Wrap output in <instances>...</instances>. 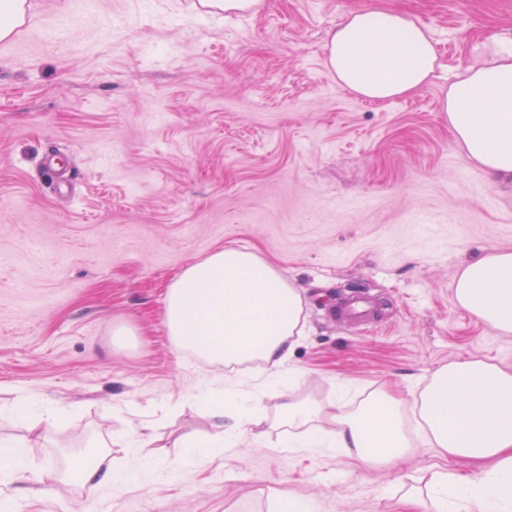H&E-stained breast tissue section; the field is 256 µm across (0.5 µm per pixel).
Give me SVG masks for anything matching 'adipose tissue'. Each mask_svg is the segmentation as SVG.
I'll return each instance as SVG.
<instances>
[{"label": "adipose tissue", "mask_w": 512, "mask_h": 512, "mask_svg": "<svg viewBox=\"0 0 512 512\" xmlns=\"http://www.w3.org/2000/svg\"><path fill=\"white\" fill-rule=\"evenodd\" d=\"M436 55L428 28L384 8L353 11L328 39L327 64L337 83L376 102L412 95L429 81ZM443 108L455 140L488 173L512 177V43L493 62L468 71L450 86ZM457 304L482 323L512 335V252L493 250L463 264ZM300 288L269 261L232 246L183 268L167 289L165 315L176 347L227 367L262 363L271 379L304 336ZM281 406L292 448H352L367 466L409 453L402 402L379 389L359 406L337 403L323 415L301 397L297 371ZM217 436L230 438L263 420L258 403L219 390L206 395ZM429 444L479 466L471 479L443 471L429 490L431 512H512V369L460 359L436 368L415 401ZM132 458L116 469L107 451L92 463L75 459L72 472L86 485L118 487L144 470Z\"/></svg>", "instance_id": "obj_1"}]
</instances>
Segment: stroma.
Wrapping results in <instances>:
<instances>
[{"label": "stroma", "instance_id": "35a3bbf8", "mask_svg": "<svg viewBox=\"0 0 512 512\" xmlns=\"http://www.w3.org/2000/svg\"><path fill=\"white\" fill-rule=\"evenodd\" d=\"M70 0H27L0 41V439L28 469L65 472L110 442L116 468L149 462L111 491L75 477L0 482L10 512H429L410 501L441 471L473 474L413 435L395 465L355 449L283 448L278 405L260 387L178 351L164 320L180 270L224 245L272 262L307 301L289 359L301 393L333 412L388 388L408 423L439 365L512 368L501 335L454 299L464 262L512 250V179L456 143L449 85L512 39V0H263L254 12L199 0H97L68 42L41 41ZM384 7L427 25L435 70L415 94L354 96L326 66L351 11ZM56 155L69 190L42 167ZM362 323L339 320L354 300ZM133 335L116 342L112 331ZM238 381L265 420L202 456L182 438L215 433L200 391ZM59 419L29 436L14 408ZM151 439H140L142 426Z\"/></svg>", "mask_w": 512, "mask_h": 512}]
</instances>
